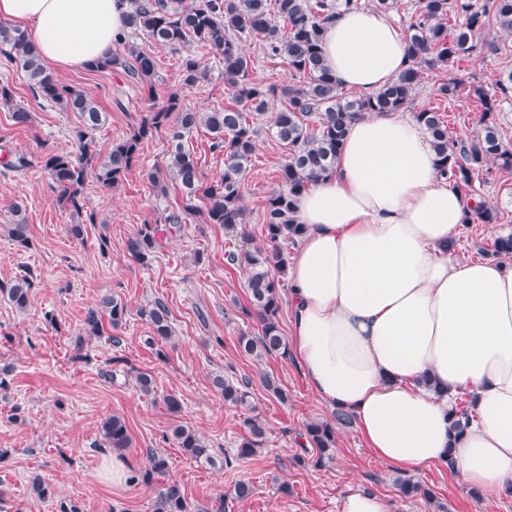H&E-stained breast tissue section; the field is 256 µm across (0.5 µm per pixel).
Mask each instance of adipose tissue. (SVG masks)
<instances>
[{
    "mask_svg": "<svg viewBox=\"0 0 512 512\" xmlns=\"http://www.w3.org/2000/svg\"><path fill=\"white\" fill-rule=\"evenodd\" d=\"M126 0H0L42 64L86 69L111 53ZM338 87L376 95L408 66L401 27L372 9L327 25ZM440 175L415 116L370 113L349 126L333 172L299 193L305 231L288 268L289 345L313 393L350 414L381 462L512 492V263L453 260L473 211ZM470 423L454 438L456 399Z\"/></svg>",
    "mask_w": 512,
    "mask_h": 512,
    "instance_id": "adipose-tissue-1",
    "label": "adipose tissue"
}]
</instances>
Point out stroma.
I'll use <instances>...</instances> for the list:
<instances>
[{"label":"stroma","mask_w":512,"mask_h":512,"mask_svg":"<svg viewBox=\"0 0 512 512\" xmlns=\"http://www.w3.org/2000/svg\"><path fill=\"white\" fill-rule=\"evenodd\" d=\"M481 34L497 46V53L477 50L449 71L422 68L411 96L410 110L436 109L452 140L476 136L482 129L475 88L499 98L498 81L512 72V33L490 23ZM136 43L157 61L151 87L134 84L121 71L85 69L59 75L105 112L106 120L95 133L100 152H108L170 97L196 112L234 105L218 60L208 61V81L190 86L183 81L182 52L158 47L143 36ZM449 79L457 88L442 94L440 87ZM0 84L8 85L13 103L34 117L29 126H15L10 105L0 104V161L10 153L31 161L22 171L0 174V224L9 222L13 205H20L31 238L26 249L0 235V282L27 269L36 276L26 310L0 299V366L12 367L7 389L0 390V484L8 489L0 512H58L62 500L73 502L80 512H154L168 477L181 484L190 505L220 502L224 512H340V500L354 484L388 497L392 512H512L511 494L486 500L451 482L438 467L414 474L432 490L433 502L401 495L393 484L397 469L378 461L352 424L337 428L333 461L312 467L315 451L304 438L305 426L332 420L333 409L315 397L294 358L258 361L240 351L239 336L259 335L261 326L248 300V272L227 264L226 256L263 244L265 201L282 187L279 169L288 150L272 135L269 115L255 120L256 151L243 177L248 236L191 220L141 265L127 254L128 238L182 203L176 184H168L162 193L148 179L149 172L165 163L166 136L159 133L145 140L139 162L118 186L107 190L95 180L86 181V208L97 221L75 238L67 227L78 217L59 202L41 157L75 150L80 118L33 97L24 72L1 57ZM473 189L476 199L497 211L498 219L465 227L448 252L452 259L490 258L494 240L512 233V169L491 165L475 174ZM106 296L125 304V321L111 335L84 340L82 353H75L76 340L84 339L87 309ZM157 299L170 310L175 346L147 343L150 329L139 310ZM48 312L55 323L45 321ZM142 372L154 380L151 393L136 383ZM266 373L279 380L287 401L265 390L261 377ZM217 374L249 380L248 404L225 403L211 383ZM169 394L180 399V415L168 412L163 398ZM110 414L124 419L129 430L124 458L142 470L151 453L164 454L168 477L113 486L112 473L104 468L109 450L98 429ZM253 415L267 426L265 441L230 469L195 462L164 439L172 426L185 424L215 451L231 453L245 433V419ZM36 475L52 487L54 498L31 496L30 481ZM241 480L254 487L245 501L233 496Z\"/></svg>","instance_id":"stroma-1"}]
</instances>
